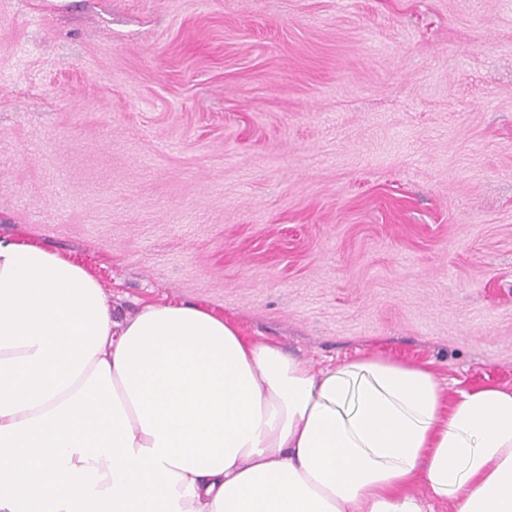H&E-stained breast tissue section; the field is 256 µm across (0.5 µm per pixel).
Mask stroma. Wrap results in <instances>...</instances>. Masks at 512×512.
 <instances>
[{"instance_id": "35a3bbf8", "label": "stroma", "mask_w": 512, "mask_h": 512, "mask_svg": "<svg viewBox=\"0 0 512 512\" xmlns=\"http://www.w3.org/2000/svg\"><path fill=\"white\" fill-rule=\"evenodd\" d=\"M0 238L512 389V0H0Z\"/></svg>"}]
</instances>
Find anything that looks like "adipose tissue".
Listing matches in <instances>:
<instances>
[{
    "label": "adipose tissue",
    "instance_id": "adipose-tissue-1",
    "mask_svg": "<svg viewBox=\"0 0 512 512\" xmlns=\"http://www.w3.org/2000/svg\"><path fill=\"white\" fill-rule=\"evenodd\" d=\"M424 495H416L415 487ZM512 512V390L380 356L313 370L186 303L117 316L0 238V512Z\"/></svg>",
    "mask_w": 512,
    "mask_h": 512
}]
</instances>
